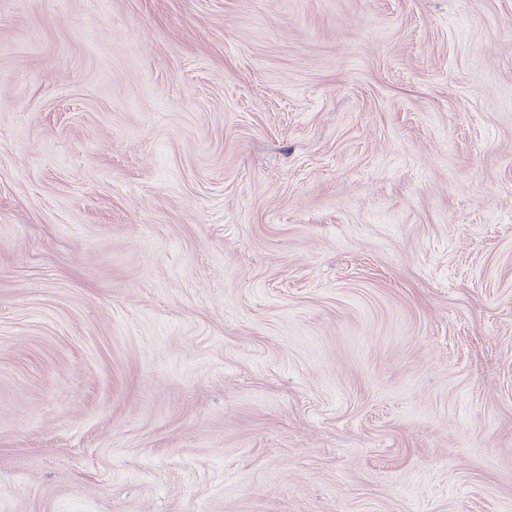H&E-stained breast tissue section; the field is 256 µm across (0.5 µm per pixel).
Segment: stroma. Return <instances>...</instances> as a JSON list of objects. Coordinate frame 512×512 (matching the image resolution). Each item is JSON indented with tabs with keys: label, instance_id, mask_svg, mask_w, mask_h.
<instances>
[{
	"label": "stroma",
	"instance_id": "1",
	"mask_svg": "<svg viewBox=\"0 0 512 512\" xmlns=\"http://www.w3.org/2000/svg\"><path fill=\"white\" fill-rule=\"evenodd\" d=\"M0 512H512V0H0Z\"/></svg>",
	"mask_w": 512,
	"mask_h": 512
}]
</instances>
